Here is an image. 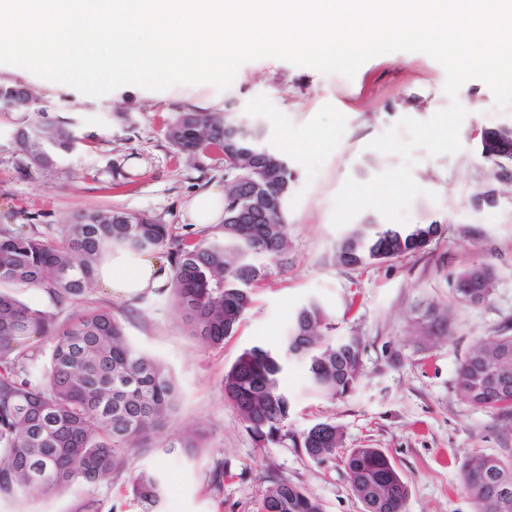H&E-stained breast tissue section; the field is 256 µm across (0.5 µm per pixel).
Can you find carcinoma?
I'll list each match as a JSON object with an SVG mask.
<instances>
[{
    "label": "carcinoma",
    "mask_w": 512,
    "mask_h": 512,
    "mask_svg": "<svg viewBox=\"0 0 512 512\" xmlns=\"http://www.w3.org/2000/svg\"><path fill=\"white\" fill-rule=\"evenodd\" d=\"M183 154L211 147L224 155V209L241 222L201 230L197 242L172 233L149 214L90 211L50 234L0 226V502L52 497L70 489L124 482L126 491L153 512L162 498L161 473L134 470L135 456L153 448H201L206 430L175 416L176 386L157 359L134 348L121 319L109 309L58 313L21 301L16 290L38 288L58 309L84 298L95 284L104 251L163 252L172 274L163 291L182 313L188 332L206 347H221L241 324L253 289L270 263L287 259L284 204L294 172L278 153L245 138L229 113L180 112L166 126ZM78 137L69 122H30L18 143L31 164L49 170L71 152ZM271 205L269 219H258ZM443 232L435 221L389 227L357 224L337 244L334 258L359 267L420 252ZM493 268L472 264L456 277L457 302L485 303ZM324 309L310 302L297 310L281 347L244 349L224 374V396L260 441H275L291 408L280 385L285 363L300 359L312 392L337 399L356 385L362 344L341 340ZM42 340L48 346L33 350ZM455 390L465 403L512 416V327L483 341L461 360ZM343 435L330 422L314 424L297 446L314 461L336 455ZM363 512H404L408 487L380 448H353L343 459ZM464 485L476 512H512V461L477 454L463 465ZM258 512H323L300 487L274 481Z\"/></svg>",
    "instance_id": "carcinoma-1"
}]
</instances>
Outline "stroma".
Wrapping results in <instances>:
<instances>
[{
    "label": "stroma",
    "instance_id": "stroma-1",
    "mask_svg": "<svg viewBox=\"0 0 512 512\" xmlns=\"http://www.w3.org/2000/svg\"><path fill=\"white\" fill-rule=\"evenodd\" d=\"M443 68L420 52H394L365 62L353 79L262 58L245 63L233 84L176 85L164 91L125 85L91 97L16 66L0 64V85L22 83L45 122H71L82 142L49 171L24 172L12 133L19 112L0 113V224L38 228L70 224L94 210L147 213L177 234L196 238L190 199L223 186L225 165L214 151L178 153L165 126L181 112H233L262 128L264 143L295 174L284 205L291 249L286 267L272 266L254 288L236 334L208 348L187 333L181 313L161 290L131 300L94 288L90 306L112 310L130 343L159 360L178 390L181 422L205 423V447L137 456L136 468L161 471L165 495L158 512H257L277 480L301 487L324 512H362L340 459L311 460L295 443L318 422L343 432V449L380 448L392 459L409 495L405 512H475L462 464L474 454L512 458V424L461 401L453 388L461 358L483 340L512 327V184H498L500 203L477 208L470 199L487 181L477 150L485 128H512V107L498 108L481 81L466 82L458 100L468 114L462 148L421 156L412 174L422 193L410 223L442 224L423 251L358 268L333 257L342 229L333 200L346 178L359 182L401 159L371 149L372 139L399 119L425 120L446 108ZM488 262L496 283L480 305L455 301L453 284L466 266ZM322 305L333 336L359 337L361 375L345 397L313 394L307 367L289 361L282 383L292 412L279 439L259 444L225 400L221 381L237 356L255 344L276 347L294 313ZM431 304L448 308L445 323L425 330ZM223 463L224 479L210 472Z\"/></svg>",
    "mask_w": 512,
    "mask_h": 512
}]
</instances>
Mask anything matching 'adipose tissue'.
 <instances>
[{
  "label": "adipose tissue",
  "instance_id": "obj_1",
  "mask_svg": "<svg viewBox=\"0 0 512 512\" xmlns=\"http://www.w3.org/2000/svg\"><path fill=\"white\" fill-rule=\"evenodd\" d=\"M170 276V267L154 254L112 250L100 261L95 281L112 296L130 299L162 286Z\"/></svg>",
  "mask_w": 512,
  "mask_h": 512
}]
</instances>
